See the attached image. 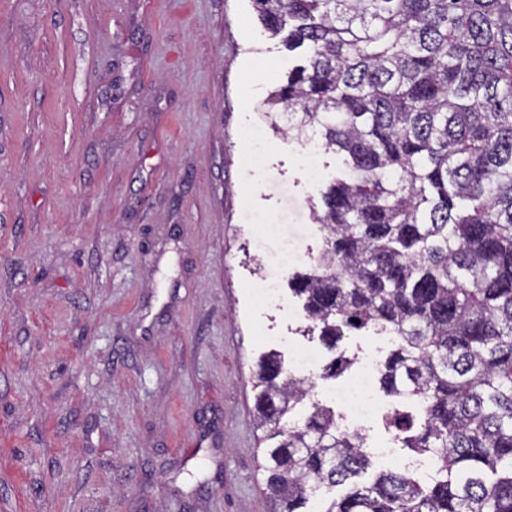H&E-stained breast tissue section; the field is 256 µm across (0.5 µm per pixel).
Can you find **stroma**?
<instances>
[{
  "label": "stroma",
  "instance_id": "stroma-1",
  "mask_svg": "<svg viewBox=\"0 0 512 512\" xmlns=\"http://www.w3.org/2000/svg\"><path fill=\"white\" fill-rule=\"evenodd\" d=\"M251 0H0V512H271L254 288L307 184Z\"/></svg>",
  "mask_w": 512,
  "mask_h": 512
}]
</instances>
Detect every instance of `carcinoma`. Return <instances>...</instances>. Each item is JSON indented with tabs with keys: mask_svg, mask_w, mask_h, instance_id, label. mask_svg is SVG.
<instances>
[{
	"mask_svg": "<svg viewBox=\"0 0 512 512\" xmlns=\"http://www.w3.org/2000/svg\"><path fill=\"white\" fill-rule=\"evenodd\" d=\"M296 58L270 97L348 169L313 211L325 246L288 279L322 342L392 336L389 425L431 477L377 472L359 432L281 356L257 364L277 512H512V0H252ZM340 353L322 378L343 374Z\"/></svg>",
	"mask_w": 512,
	"mask_h": 512,
	"instance_id": "1",
	"label": "carcinoma"
}]
</instances>
